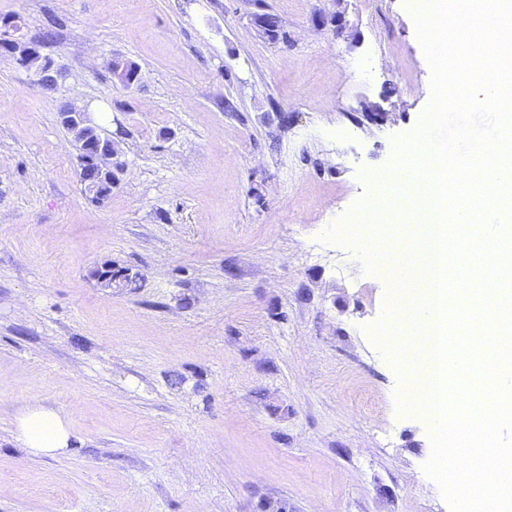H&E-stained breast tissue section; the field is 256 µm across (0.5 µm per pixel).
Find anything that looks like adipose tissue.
<instances>
[{"label": "adipose tissue", "instance_id": "ef3b65f1", "mask_svg": "<svg viewBox=\"0 0 512 512\" xmlns=\"http://www.w3.org/2000/svg\"><path fill=\"white\" fill-rule=\"evenodd\" d=\"M15 430L24 447L36 456L61 454L70 446L68 419L38 404L29 406L17 417Z\"/></svg>", "mask_w": 512, "mask_h": 512}]
</instances>
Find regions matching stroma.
I'll return each instance as SVG.
<instances>
[{"instance_id": "1", "label": "stroma", "mask_w": 512, "mask_h": 512, "mask_svg": "<svg viewBox=\"0 0 512 512\" xmlns=\"http://www.w3.org/2000/svg\"><path fill=\"white\" fill-rule=\"evenodd\" d=\"M10 21L64 78L0 50V512H451L369 332L390 280L325 236L431 101L405 0H0ZM67 104L119 136L103 201ZM33 404L67 452L23 448ZM93 114L88 105L79 107L70 104L60 112V119L63 126L97 127ZM17 438L36 456H54L70 446L69 421L59 412L42 405H31L15 422Z\"/></svg>"}]
</instances>
